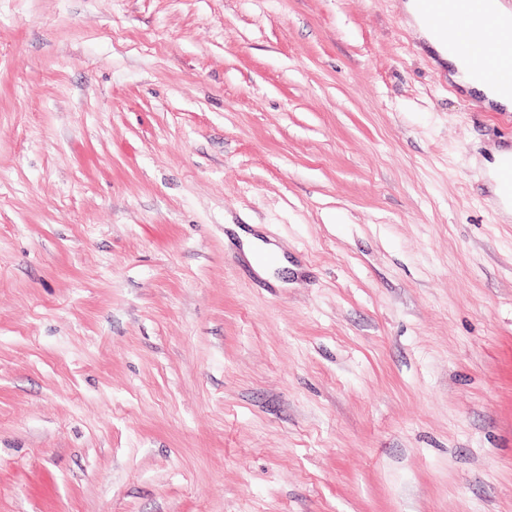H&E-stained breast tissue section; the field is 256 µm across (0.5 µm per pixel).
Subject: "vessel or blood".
I'll list each match as a JSON object with an SVG mask.
<instances>
[{
  "label": "vessel or blood",
  "mask_w": 512,
  "mask_h": 512,
  "mask_svg": "<svg viewBox=\"0 0 512 512\" xmlns=\"http://www.w3.org/2000/svg\"><path fill=\"white\" fill-rule=\"evenodd\" d=\"M484 0H419L421 10L440 32H451L480 62L491 83L512 87V54L502 47L512 42V13L490 14Z\"/></svg>",
  "instance_id": "b4317fda"
}]
</instances>
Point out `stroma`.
I'll use <instances>...</instances> for the list:
<instances>
[{
    "mask_svg": "<svg viewBox=\"0 0 512 512\" xmlns=\"http://www.w3.org/2000/svg\"><path fill=\"white\" fill-rule=\"evenodd\" d=\"M401 2L0 0V512H512V112ZM402 6L426 48L442 64L448 62L455 70L453 77L458 84L475 91L484 107L493 110L512 111V90L487 84L483 80L480 71L471 66L449 44L450 30L448 27H450V21L448 19L447 0H407ZM421 10L430 18L440 32L448 34V39L434 28ZM511 158L512 151L509 149H502L493 152L492 160L485 161V166L491 178L495 181L494 193L497 198L498 206L507 217L512 216V202H510L511 198L504 195L499 187V172L503 164ZM242 228L236 224L229 225L228 229L235 232L242 243V251L252 268L262 277L271 278L276 269L287 271L291 268L288 259L273 241L266 242L261 228L250 224Z\"/></svg>",
    "mask_w": 512,
    "mask_h": 512,
    "instance_id": "1",
    "label": "stroma"
}]
</instances>
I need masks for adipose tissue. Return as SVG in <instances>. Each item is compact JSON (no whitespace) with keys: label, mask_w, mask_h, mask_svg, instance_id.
I'll list each match as a JSON object with an SVG mask.
<instances>
[{"label":"adipose tissue","mask_w":512,"mask_h":512,"mask_svg":"<svg viewBox=\"0 0 512 512\" xmlns=\"http://www.w3.org/2000/svg\"><path fill=\"white\" fill-rule=\"evenodd\" d=\"M403 10L416 28L426 48L440 62L448 63L455 71L458 84L475 91L482 105L493 110L512 111V90L487 84L480 71L449 44L421 11L418 0H405ZM242 251L252 268L262 277H272L275 270L288 269L289 263L274 242L265 241L260 227H235Z\"/></svg>","instance_id":"ef3b65f1"}]
</instances>
